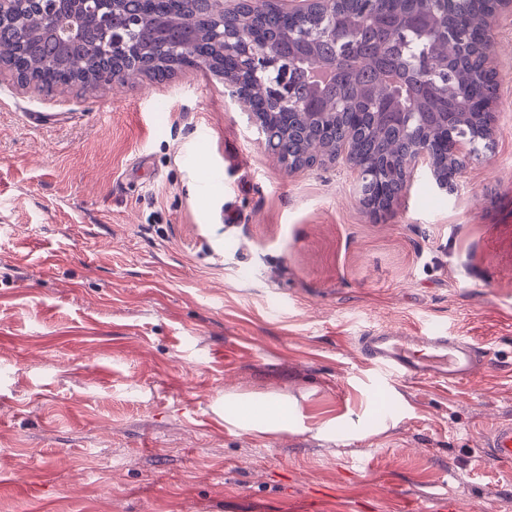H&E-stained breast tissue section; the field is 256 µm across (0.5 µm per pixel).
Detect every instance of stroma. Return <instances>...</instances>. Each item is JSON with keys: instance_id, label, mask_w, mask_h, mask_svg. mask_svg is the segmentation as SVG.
<instances>
[{"instance_id": "stroma-1", "label": "stroma", "mask_w": 512, "mask_h": 512, "mask_svg": "<svg viewBox=\"0 0 512 512\" xmlns=\"http://www.w3.org/2000/svg\"><path fill=\"white\" fill-rule=\"evenodd\" d=\"M493 150L384 215L346 167L295 174L200 69L54 96L0 83V512H512L484 453L512 418V15ZM444 323L496 370L381 380L371 330ZM305 394L308 432L224 422ZM358 441L314 426L378 407Z\"/></svg>"}]
</instances>
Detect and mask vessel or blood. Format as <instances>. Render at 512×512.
Here are the masks:
<instances>
[{
	"label": "vessel or blood",
	"mask_w": 512,
	"mask_h": 512,
	"mask_svg": "<svg viewBox=\"0 0 512 512\" xmlns=\"http://www.w3.org/2000/svg\"><path fill=\"white\" fill-rule=\"evenodd\" d=\"M359 345L374 370L413 382L462 383L493 366L491 347L466 336L449 335L439 322L411 335L372 331L360 337ZM486 446L493 459L511 464L512 420L496 423Z\"/></svg>",
	"instance_id": "vessel-or-blood-1"
}]
</instances>
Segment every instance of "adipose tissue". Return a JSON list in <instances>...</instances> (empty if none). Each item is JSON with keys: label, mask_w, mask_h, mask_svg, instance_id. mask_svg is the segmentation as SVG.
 Here are the masks:
<instances>
[{"label": "adipose tissue", "mask_w": 512, "mask_h": 512, "mask_svg": "<svg viewBox=\"0 0 512 512\" xmlns=\"http://www.w3.org/2000/svg\"><path fill=\"white\" fill-rule=\"evenodd\" d=\"M224 421L252 435L299 434L308 429L299 398L282 393L257 396L238 390L226 391ZM390 427V422L383 418L374 421L344 413L317 425L316 432L322 436L336 434L343 439H361L384 433Z\"/></svg>", "instance_id": "1"}]
</instances>
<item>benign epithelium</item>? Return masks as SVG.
<instances>
[{
  "mask_svg": "<svg viewBox=\"0 0 512 512\" xmlns=\"http://www.w3.org/2000/svg\"><path fill=\"white\" fill-rule=\"evenodd\" d=\"M203 9L192 13L191 28L207 30L216 46L222 48L224 57L232 62L231 69L209 68L207 64L195 62L193 58L192 35L178 40L168 39L169 23L166 18L158 17L153 21L156 34L163 43L148 51L135 41L136 34L144 24V16L129 14L122 23L113 22L117 0H23L31 4L39 13L52 12L51 34L59 43V56L48 61L47 67L57 69L64 65L66 57L74 45L81 42L86 30L96 28L112 42L125 47L126 54L138 57L150 52L153 60H161L171 69L203 68L222 78L225 91L235 101L240 111L248 116L259 136H264L266 122H288V116H296L305 123L317 125L323 129H336V115L342 114L347 105L336 102L323 94L320 87L312 89L309 97L302 101L298 98L296 84L291 73L296 71L303 61L311 57L313 45L311 35L301 25L308 18L329 15L330 24L326 30L342 49L348 48L350 32L358 23H370L386 20L385 0H199ZM275 3L281 15L288 20V29L284 35L287 44L276 41L258 43L257 34L234 27V20L244 7L249 6L256 12L263 11L269 3ZM486 5L485 12L479 18L482 31L481 50L484 72L492 75L497 70L498 57L495 51L493 30L498 19L504 14H512V0H481ZM18 0H0V19H9L16 25L17 37L29 42L38 36L25 23L16 19ZM442 28L432 12L421 9L397 17V33L411 32L420 37L436 34ZM459 41L448 44L444 60L439 62L427 56L413 57L406 62V72L396 71L393 79H407L414 75L428 82L431 93L443 100H451L452 112L429 114L418 110L407 112L398 110L395 101L383 99L377 102V111L372 113V126L383 124L398 125L412 141L411 148L402 154H384L377 162L369 165L357 156L353 133L359 125H345V133L336 147L326 152H316L315 156L322 164H341L358 174L356 192L361 203L374 212H388L398 198L390 195L386 183L391 177L400 178L407 188L420 167H425L435 186L446 191L452 189L455 178L473 162L481 159L492 148V140L483 146L477 138L470 135L468 129L479 124L487 135L494 133L496 113L493 105L483 106L475 111L471 102H461L452 93L448 84V63L458 54ZM148 76L146 67L139 61L132 62L123 69L97 74L95 84L110 85L126 83L132 79ZM245 78L263 83L267 87L269 112L261 118L253 111L249 99L242 90ZM10 82L22 90L34 93L44 92V87L20 76L10 65L0 60V82ZM443 124L445 131L444 162L429 155L422 133L428 126V117Z\"/></svg>",
  "mask_w": 512,
  "mask_h": 512,
  "instance_id": "benign-epithelium-1",
  "label": "benign epithelium"
}]
</instances>
